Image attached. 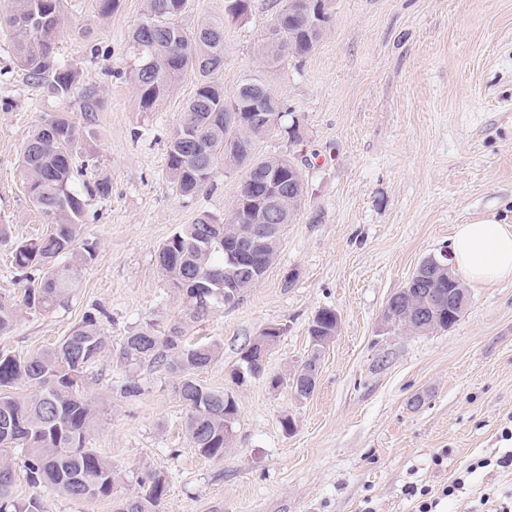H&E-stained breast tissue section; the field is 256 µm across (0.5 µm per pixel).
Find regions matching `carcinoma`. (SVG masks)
<instances>
[{
  "instance_id": "carcinoma-1",
  "label": "carcinoma",
  "mask_w": 512,
  "mask_h": 512,
  "mask_svg": "<svg viewBox=\"0 0 512 512\" xmlns=\"http://www.w3.org/2000/svg\"><path fill=\"white\" fill-rule=\"evenodd\" d=\"M187 0H147L146 14L133 28L134 80L140 105L155 109L181 82L192 80L195 91L187 101L171 136L167 169L179 196L192 198L208 188L214 169L224 163V140H238L242 166L257 168L278 179L281 185V218L276 229L259 239L257 246L243 253L241 262L228 261L225 250L238 242L248 243L253 225L251 210L258 207L262 185L243 195L237 193L228 217L217 220L199 214L193 223L182 225L157 250L158 268L170 287L184 296L191 317L203 320L210 308L196 303V296L210 293L214 304H235L253 286L244 271L254 266L265 273L277 260L284 231L294 223L304 188L296 182L297 166L285 155L258 157L257 143L266 134L249 129L224 128V113L242 112L248 101L266 91V79L247 76L233 91L224 94L219 75L224 69V22L202 20L189 31L176 22ZM13 46L19 69L33 85L45 86L49 93L67 98L79 93L84 124L60 114L38 123L20 151L27 177L28 198L48 220L50 230L42 237L12 243V263L25 284L17 300H0V335L10 333L25 310L49 313L69 299L78 286L79 272L95 259V248L76 247L82 234L88 202L111 192L105 180L76 182L74 154L96 120L98 100L94 92L78 90L77 72L56 58L55 42L61 31V0H11L9 13L0 19ZM320 39L311 34L308 11L287 18L275 15L269 36L260 53L271 66L288 58L309 55ZM460 284L448 277L429 278L404 297L401 315L412 318L413 311L431 314L433 326L446 330L457 322L448 307V290ZM287 331L265 330L240 349L237 365L230 372L238 387L265 373L266 357L259 344L276 342ZM336 335V311L318 310L310 324V358L319 361L316 341ZM105 349L95 316L88 314L57 345L24 357L0 352V450L20 448L27 479L53 492L81 499L112 493V463L96 449L87 447V438L98 412L84 394L85 374ZM215 342L188 343L181 326L172 325L159 335L147 325L125 337L120 359L127 365L146 364L179 379L178 392L187 410L186 431L198 452L222 459L231 447L238 403L229 390L206 387L195 372L219 357ZM29 386L35 392L26 397L15 390ZM16 470L8 457L0 455V512H43L39 498L26 503L13 498ZM141 494L115 502L114 512H157L167 493L164 476L148 472L141 479Z\"/></svg>"
}]
</instances>
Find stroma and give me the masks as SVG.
<instances>
[{
	"mask_svg": "<svg viewBox=\"0 0 512 512\" xmlns=\"http://www.w3.org/2000/svg\"><path fill=\"white\" fill-rule=\"evenodd\" d=\"M62 6L56 56L100 99L78 156L112 191L86 207L82 238L97 255L68 304L25 311L0 349L23 356L53 346L96 315L107 346L85 381L99 412L88 445L111 462L114 490L73 499L31 485L16 450L14 499L39 497L43 512H112L153 471L168 483L159 512H417L411 485L438 493L436 512H512V469L496 464L512 449V280L469 285L467 310L446 330L413 335L381 323L387 299L449 245L455 225L490 216L512 227V0H333L316 49L276 67L257 49L278 0H252L235 20L224 0H188L186 27L224 22L225 90L263 72L283 100L282 123L296 126L299 142L283 128L257 151L289 155L305 190L276 263L238 304L198 322L163 280L156 252L199 213L227 217L244 170L217 167L211 188L180 197L167 147L195 86L141 108L129 33L145 0H120L106 18L96 0ZM60 113L81 121L80 99L28 84L0 38V224L12 239L48 229L24 194L19 153L36 124ZM324 307L341 324L314 393L272 388L309 355V324ZM177 322L190 339L221 344L196 374L216 390L232 388L246 341L267 324L287 327L265 376L233 388L238 419L220 459L193 448L173 376L118 360L125 336ZM132 380L142 388L134 400L119 392ZM450 485L454 494L442 496Z\"/></svg>",
	"mask_w": 512,
	"mask_h": 512,
	"instance_id": "35a3bbf8",
	"label": "stroma"
}]
</instances>
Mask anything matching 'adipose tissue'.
I'll use <instances>...</instances> for the list:
<instances>
[{
  "instance_id": "ef3b65f1",
  "label": "adipose tissue",
  "mask_w": 512,
  "mask_h": 512,
  "mask_svg": "<svg viewBox=\"0 0 512 512\" xmlns=\"http://www.w3.org/2000/svg\"><path fill=\"white\" fill-rule=\"evenodd\" d=\"M454 268L473 283L512 279V228L492 217L456 225L450 238Z\"/></svg>"
}]
</instances>
